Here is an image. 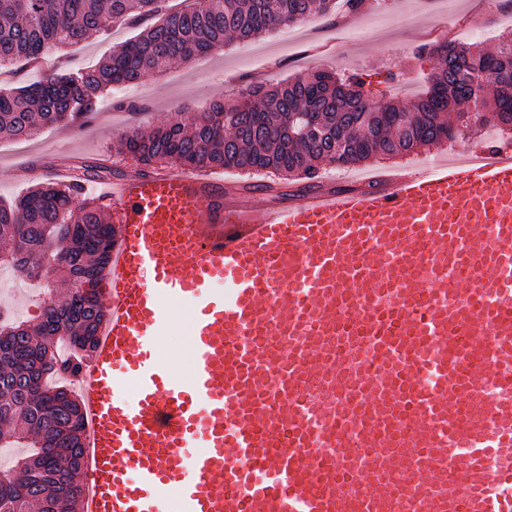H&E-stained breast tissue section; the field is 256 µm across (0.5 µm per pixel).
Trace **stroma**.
<instances>
[{"label": "stroma", "instance_id": "35a3bbf8", "mask_svg": "<svg viewBox=\"0 0 512 512\" xmlns=\"http://www.w3.org/2000/svg\"><path fill=\"white\" fill-rule=\"evenodd\" d=\"M457 15L464 27L454 34L460 43L471 42L493 50L512 38V23L498 21L493 12L474 14L475 0H457ZM438 0H419L412 25L401 17L406 0H367L357 15L339 10L328 15L329 25L342 29L337 51L321 58L307 52L310 26L281 27L256 42L229 39L223 49L189 62H176L164 71L146 75L132 86L113 87L104 95L97 118L79 128L62 130L40 128L33 136L18 140L0 133V200L10 202L23 195L30 180L18 177L26 164L44 168L75 166L77 161L93 164L106 159L112 177L118 178L139 170L135 158L118 152L116 146L122 133L137 126L150 131L168 122L173 113L202 111L213 99L237 97L240 80L253 76L270 83L315 70L336 71L361 79L375 103L393 101L409 104L427 87L426 78L439 65V57L421 38V34L439 13ZM130 30L123 25L110 27L107 33L68 48L50 51L45 63L20 62L9 74L0 76L1 88L19 87L77 70L93 68L112 46L127 40ZM512 143L511 132L485 127L457 133L451 141L419 149L393 158H374L354 165L324 163L319 178L329 186H340L360 179L373 170H395L416 166L424 159L463 157L478 149H498ZM225 186L240 189V199L258 207L284 205L296 201L304 191L303 181H286L275 190H268V177L245 179L231 170L221 171ZM262 186L264 193L253 198L245 191V183ZM0 279L13 280V287L0 288V305L13 310L28 326L39 325L46 302L61 298L68 285L61 275H49L45 281L14 280L9 266L0 265ZM170 327L166 335L157 337L156 346L171 369L181 376L190 373L185 358V340L189 334V306H171Z\"/></svg>", "mask_w": 512, "mask_h": 512}]
</instances>
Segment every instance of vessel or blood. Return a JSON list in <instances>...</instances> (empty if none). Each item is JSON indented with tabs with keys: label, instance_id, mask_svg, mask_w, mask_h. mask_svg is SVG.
Masks as SVG:
<instances>
[{
	"label": "vessel or blood",
	"instance_id": "b4317fda",
	"mask_svg": "<svg viewBox=\"0 0 512 512\" xmlns=\"http://www.w3.org/2000/svg\"><path fill=\"white\" fill-rule=\"evenodd\" d=\"M92 197L123 231L81 512H512L511 153L260 211L196 170ZM175 301L186 378L154 345Z\"/></svg>",
	"mask_w": 512,
	"mask_h": 512
}]
</instances>
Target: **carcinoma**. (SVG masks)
Listing matches in <instances>:
<instances>
[{
  "mask_svg": "<svg viewBox=\"0 0 512 512\" xmlns=\"http://www.w3.org/2000/svg\"><path fill=\"white\" fill-rule=\"evenodd\" d=\"M335 9V0H190L174 10L161 0H0V70L101 35L116 21L135 31L88 71L1 89L0 132L24 138L45 126L80 128L114 85L208 55L228 36L257 39ZM445 49L451 55L408 107L373 108L356 77L312 71L271 86L249 81L238 99L214 100L187 124L172 120L147 135L129 129L121 146L152 168L167 163L310 181L323 162L354 165L452 139L446 112L465 128L486 126L473 114L478 108L512 124V41L494 53L452 43H438L434 52ZM78 170L0 203V241L11 243L4 261L25 278L63 270L71 282L63 300L46 305L36 329L15 318L0 321V448L28 449L16 461L24 479L13 476L16 466L0 465V512H74L82 496L85 418L67 384L95 348L105 318L98 288L119 233L95 203L72 208L82 183L107 166Z\"/></svg>",
  "mask_w": 512,
  "mask_h": 512,
  "instance_id": "carcinoma-1",
  "label": "carcinoma"
}]
</instances>
